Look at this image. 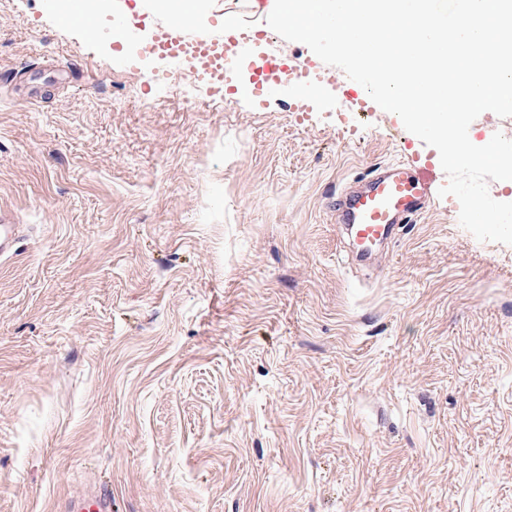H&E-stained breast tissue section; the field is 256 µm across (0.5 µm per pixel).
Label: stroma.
<instances>
[{
  "instance_id": "35a3bbf8",
  "label": "stroma",
  "mask_w": 512,
  "mask_h": 512,
  "mask_svg": "<svg viewBox=\"0 0 512 512\" xmlns=\"http://www.w3.org/2000/svg\"><path fill=\"white\" fill-rule=\"evenodd\" d=\"M123 13L127 36L114 34ZM255 23L254 0H194ZM89 25L0 0V512H512V245L439 198L371 269L339 195L401 156L387 114L324 85L306 111ZM27 224H19L11 215L0 210V262L12 259L19 243L27 235ZM59 512H112V488L99 484L91 490L64 499Z\"/></svg>"
}]
</instances>
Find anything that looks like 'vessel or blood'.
<instances>
[{
    "label": "vessel or blood",
    "instance_id": "vessel-or-blood-1",
    "mask_svg": "<svg viewBox=\"0 0 512 512\" xmlns=\"http://www.w3.org/2000/svg\"><path fill=\"white\" fill-rule=\"evenodd\" d=\"M256 38L252 27L235 21L226 23L223 37L199 33L190 29L186 17L176 14L158 30L145 50L150 53L162 46L175 49L186 60L190 77L220 94L237 70L241 54ZM252 68L254 84L263 95L272 94L276 79L285 73L294 83L296 100L301 102L306 101L309 88L322 82L307 64L289 63L274 55L254 57ZM437 192L434 164L414 157L387 163L359 190L342 192L341 221L358 255H368L379 243L395 241L402 225L433 206ZM26 235V225L0 210V262L16 255ZM59 512H112V489L101 484L66 498L60 503Z\"/></svg>",
    "mask_w": 512,
    "mask_h": 512
}]
</instances>
